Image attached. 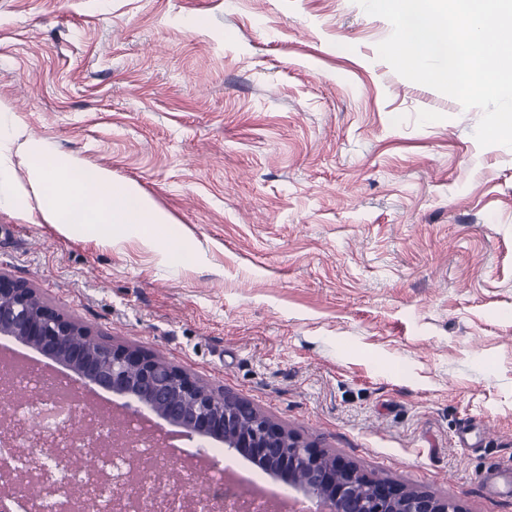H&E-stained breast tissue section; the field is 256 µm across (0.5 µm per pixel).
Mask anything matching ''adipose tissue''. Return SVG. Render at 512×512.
I'll return each mask as SVG.
<instances>
[{"label":"adipose tissue","instance_id":"adipose-tissue-1","mask_svg":"<svg viewBox=\"0 0 512 512\" xmlns=\"http://www.w3.org/2000/svg\"><path fill=\"white\" fill-rule=\"evenodd\" d=\"M37 147H29L26 182L38 199L45 223L69 234L80 225L93 240L111 239L115 227L136 225L142 232L170 223V215L139 188L117 187L108 170L66 162L37 161Z\"/></svg>","mask_w":512,"mask_h":512}]
</instances>
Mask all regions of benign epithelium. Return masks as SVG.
<instances>
[{
    "instance_id": "7a95c632",
    "label": "benign epithelium",
    "mask_w": 512,
    "mask_h": 512,
    "mask_svg": "<svg viewBox=\"0 0 512 512\" xmlns=\"http://www.w3.org/2000/svg\"><path fill=\"white\" fill-rule=\"evenodd\" d=\"M0 337L37 350L85 384L142 405L186 437L221 441L252 456L274 476L324 502L328 512H458L426 491L402 490L367 477L271 422L249 403L210 389L156 356L103 343L79 321L50 307L38 291L0 274ZM24 432L31 447L52 451L68 433L41 434L0 418V441Z\"/></svg>"
}]
</instances>
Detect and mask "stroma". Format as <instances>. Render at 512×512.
Segmentation results:
<instances>
[{"label": "stroma", "mask_w": 512, "mask_h": 512, "mask_svg": "<svg viewBox=\"0 0 512 512\" xmlns=\"http://www.w3.org/2000/svg\"><path fill=\"white\" fill-rule=\"evenodd\" d=\"M391 32L356 0H0V168L35 143L172 218L98 242L31 196L0 275L371 478L512 512V147Z\"/></svg>", "instance_id": "obj_1"}]
</instances>
